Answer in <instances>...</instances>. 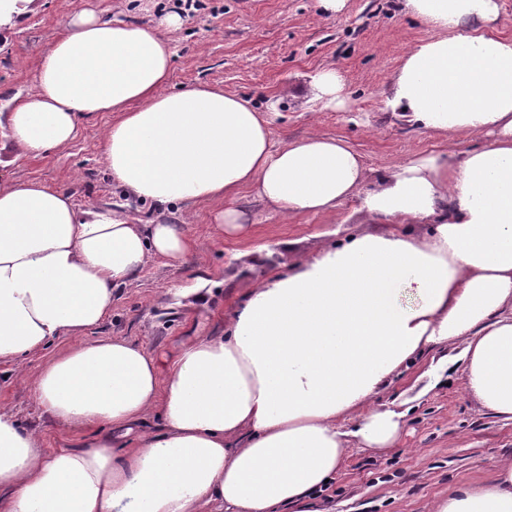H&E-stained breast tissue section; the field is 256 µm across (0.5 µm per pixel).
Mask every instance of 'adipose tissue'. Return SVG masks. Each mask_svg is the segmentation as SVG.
Masks as SVG:
<instances>
[{
    "instance_id": "1",
    "label": "adipose tissue",
    "mask_w": 512,
    "mask_h": 512,
    "mask_svg": "<svg viewBox=\"0 0 512 512\" xmlns=\"http://www.w3.org/2000/svg\"><path fill=\"white\" fill-rule=\"evenodd\" d=\"M434 36L398 68L391 111L486 146L408 159L375 187L344 141L274 147L249 99L207 84L169 91L172 49L158 25L84 10L40 56L37 90L6 117L0 158L71 143L81 119L112 113L106 169L141 202L214 203L211 222L248 237L242 190L289 216L362 198L376 220L427 224L325 245L252 288L220 336L168 366L123 338L88 339L114 289L149 257L181 262L178 224H131L78 210L30 180L0 186V362L73 338L32 383L53 424L97 427L78 449L45 452L38 431L0 412V512H321L347 451L395 447L403 413L375 398L416 357L463 340L465 390L512 421V37L500 0H405ZM160 412L161 433L142 431ZM433 512H512V466L461 486Z\"/></svg>"
}]
</instances>
